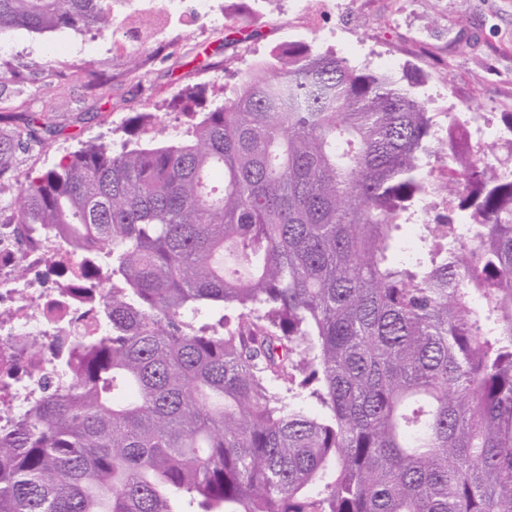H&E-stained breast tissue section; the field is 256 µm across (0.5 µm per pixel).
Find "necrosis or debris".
I'll return each instance as SVG.
<instances>
[{
    "label": "necrosis or debris",
    "instance_id": "necrosis-or-debris-1",
    "mask_svg": "<svg viewBox=\"0 0 512 512\" xmlns=\"http://www.w3.org/2000/svg\"><path fill=\"white\" fill-rule=\"evenodd\" d=\"M116 10L124 36L146 14L154 33L166 31L176 7L174 0H121ZM58 261L53 240L32 249L13 225H0V428L12 425L40 395L41 377L53 365V345L77 325L78 311L62 301L51 272Z\"/></svg>",
    "mask_w": 512,
    "mask_h": 512
}]
</instances>
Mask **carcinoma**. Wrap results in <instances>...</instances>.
<instances>
[{
  "instance_id": "carcinoma-1",
  "label": "carcinoma",
  "mask_w": 512,
  "mask_h": 512,
  "mask_svg": "<svg viewBox=\"0 0 512 512\" xmlns=\"http://www.w3.org/2000/svg\"><path fill=\"white\" fill-rule=\"evenodd\" d=\"M113 2L0 0V34L112 35ZM190 117L171 139L138 112L0 203L96 301L67 381L0 430V512H512V170L455 140L477 116L440 137L293 41ZM56 133L24 115L0 179Z\"/></svg>"
}]
</instances>
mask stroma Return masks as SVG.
I'll return each mask as SVG.
<instances>
[{"label": "stroma", "mask_w": 512, "mask_h": 512, "mask_svg": "<svg viewBox=\"0 0 512 512\" xmlns=\"http://www.w3.org/2000/svg\"><path fill=\"white\" fill-rule=\"evenodd\" d=\"M198 13L183 0L178 28L143 50L138 77L123 73L117 39L67 29L0 34V113L22 115L51 105L57 134L17 153L19 175L57 166L81 142L119 141L138 112H154L169 137H185L187 110L231 94L255 64L283 43L304 41L352 65L412 84L437 126L452 112L489 118L485 141L512 169V147L500 120L512 112V0H256L253 22L239 0H210ZM41 69H31V62ZM200 101L181 98L188 87Z\"/></svg>", "instance_id": "1"}]
</instances>
